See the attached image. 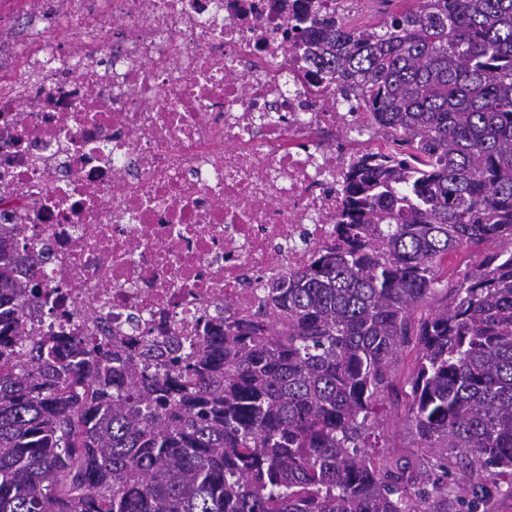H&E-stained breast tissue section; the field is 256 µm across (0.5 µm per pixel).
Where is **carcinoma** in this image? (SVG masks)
<instances>
[{
    "label": "carcinoma",
    "instance_id": "obj_1",
    "mask_svg": "<svg viewBox=\"0 0 512 512\" xmlns=\"http://www.w3.org/2000/svg\"><path fill=\"white\" fill-rule=\"evenodd\" d=\"M286 35L388 142L352 167L336 245L198 343L129 351L105 328L25 330L42 283L0 224V512H480L512 495V0H413L378 27L338 7ZM487 242L448 281V255ZM407 347L421 471L380 451Z\"/></svg>",
    "mask_w": 512,
    "mask_h": 512
}]
</instances>
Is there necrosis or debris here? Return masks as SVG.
<instances>
[{"label":"necrosis or debris","instance_id":"necrosis-or-debris-1","mask_svg":"<svg viewBox=\"0 0 512 512\" xmlns=\"http://www.w3.org/2000/svg\"><path fill=\"white\" fill-rule=\"evenodd\" d=\"M334 0H0V214L47 301L27 330L201 339L336 241L381 150L284 20Z\"/></svg>","mask_w":512,"mask_h":512}]
</instances>
